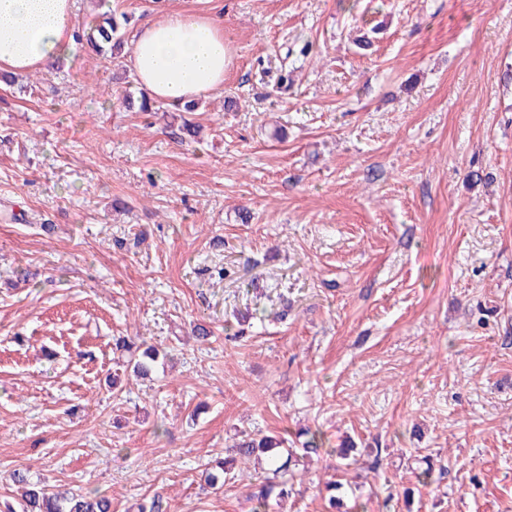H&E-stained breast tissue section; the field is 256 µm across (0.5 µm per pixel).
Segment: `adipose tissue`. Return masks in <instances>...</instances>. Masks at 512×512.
Masks as SVG:
<instances>
[{
	"instance_id": "1",
	"label": "adipose tissue",
	"mask_w": 512,
	"mask_h": 512,
	"mask_svg": "<svg viewBox=\"0 0 512 512\" xmlns=\"http://www.w3.org/2000/svg\"><path fill=\"white\" fill-rule=\"evenodd\" d=\"M74 33V0H0V71L46 69L69 54ZM129 61L151 99L178 104L221 88L231 53L213 18L174 12L135 34Z\"/></svg>"
}]
</instances>
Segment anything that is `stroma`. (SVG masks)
<instances>
[{"label": "stroma", "instance_id": "stroma-1", "mask_svg": "<svg viewBox=\"0 0 512 512\" xmlns=\"http://www.w3.org/2000/svg\"><path fill=\"white\" fill-rule=\"evenodd\" d=\"M106 8L213 17L232 63L183 116L128 111L127 55L77 44L0 86V501L23 470L249 512L263 473L208 463L309 429L285 512L330 479L365 512H512V0H77L76 28Z\"/></svg>", "mask_w": 512, "mask_h": 512}]
</instances>
